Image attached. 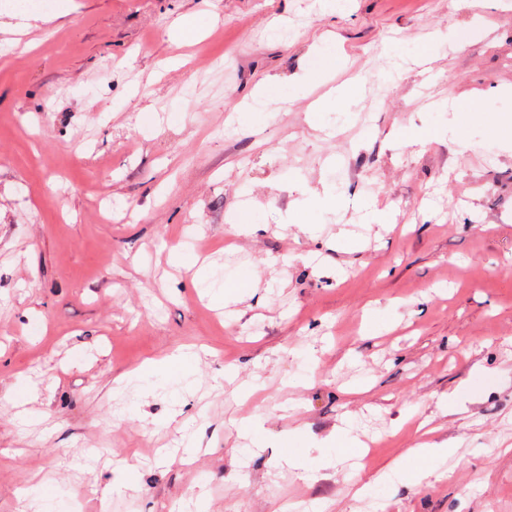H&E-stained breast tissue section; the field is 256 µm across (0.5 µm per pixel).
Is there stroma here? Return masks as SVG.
<instances>
[{"label": "stroma", "mask_w": 512, "mask_h": 512, "mask_svg": "<svg viewBox=\"0 0 512 512\" xmlns=\"http://www.w3.org/2000/svg\"><path fill=\"white\" fill-rule=\"evenodd\" d=\"M16 2L0 0V44L27 46L0 55V512H40L20 495L34 483L84 512H512V0H52L22 34ZM344 83L349 106L327 98ZM260 85L263 119L232 123ZM327 184L340 202L305 233L291 205ZM191 231L200 288L169 263ZM223 286L238 296L212 303ZM187 348L183 374L134 377ZM456 389L462 418L438 406ZM249 414L253 455L233 427ZM347 416L370 466L310 480L284 463L325 454ZM423 420L461 440L458 465L419 483L408 464L357 497Z\"/></svg>", "instance_id": "1"}]
</instances>
